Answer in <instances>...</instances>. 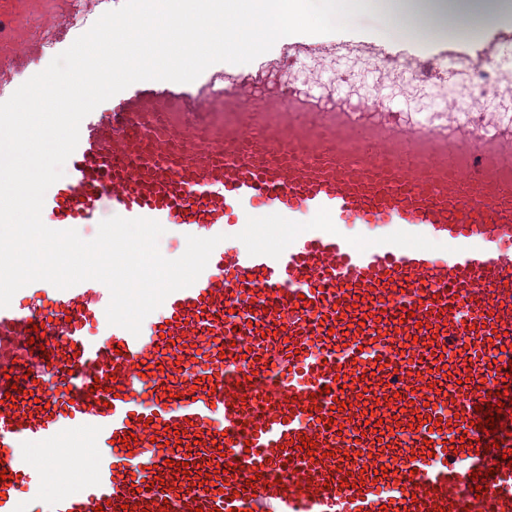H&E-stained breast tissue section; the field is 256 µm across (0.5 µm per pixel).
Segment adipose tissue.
I'll list each match as a JSON object with an SVG mask.
<instances>
[{
    "instance_id": "adipose-tissue-1",
    "label": "adipose tissue",
    "mask_w": 512,
    "mask_h": 512,
    "mask_svg": "<svg viewBox=\"0 0 512 512\" xmlns=\"http://www.w3.org/2000/svg\"><path fill=\"white\" fill-rule=\"evenodd\" d=\"M381 4L388 33L404 40L426 44L436 39L463 34L478 36L484 25L493 21L491 15L441 17L434 12L401 11L393 7L392 0H377Z\"/></svg>"
}]
</instances>
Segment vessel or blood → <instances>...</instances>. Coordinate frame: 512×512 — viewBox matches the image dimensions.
<instances>
[{"label": "vessel or blood", "instance_id": "1", "mask_svg": "<svg viewBox=\"0 0 512 512\" xmlns=\"http://www.w3.org/2000/svg\"><path fill=\"white\" fill-rule=\"evenodd\" d=\"M16 3L0 0V76L36 46ZM259 207L373 234L307 230L252 256L237 235ZM43 209L54 230L112 211L221 241L136 335L109 324L95 280L37 281L31 304L0 308V512H28L23 488L48 512H512V414L493 451L477 424L512 366V119L461 107L413 125L375 99L336 112L139 84L82 120ZM44 444L58 473L96 449L93 480L48 495L28 457ZM378 446L408 454L358 473Z\"/></svg>", "mask_w": 512, "mask_h": 512}]
</instances>
